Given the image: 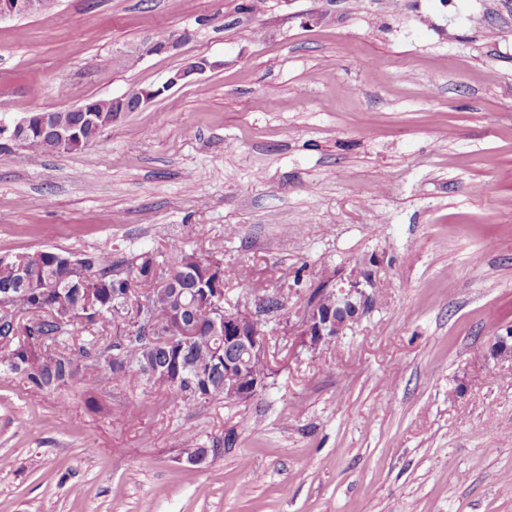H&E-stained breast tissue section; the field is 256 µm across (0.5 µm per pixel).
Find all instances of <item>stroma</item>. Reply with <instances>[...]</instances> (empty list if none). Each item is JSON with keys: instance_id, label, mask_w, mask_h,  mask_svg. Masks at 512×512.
Masks as SVG:
<instances>
[{"instance_id": "stroma-1", "label": "stroma", "mask_w": 512, "mask_h": 512, "mask_svg": "<svg viewBox=\"0 0 512 512\" xmlns=\"http://www.w3.org/2000/svg\"><path fill=\"white\" fill-rule=\"evenodd\" d=\"M58 0L0 21L13 122L216 67L85 148L0 147V258L219 250L293 321L329 272L376 306L267 388L191 406L136 381L0 373V512H512V0ZM178 52L138 57L160 31ZM223 441L221 456L184 461Z\"/></svg>"}]
</instances>
